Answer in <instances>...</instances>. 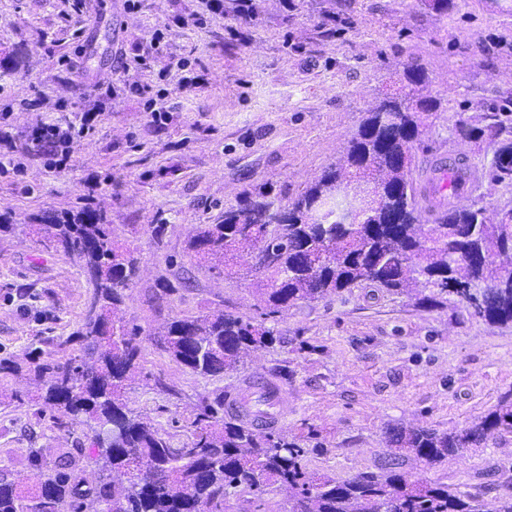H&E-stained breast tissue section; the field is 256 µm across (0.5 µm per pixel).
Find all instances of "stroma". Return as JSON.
Wrapping results in <instances>:
<instances>
[{"instance_id": "1", "label": "stroma", "mask_w": 512, "mask_h": 512, "mask_svg": "<svg viewBox=\"0 0 512 512\" xmlns=\"http://www.w3.org/2000/svg\"><path fill=\"white\" fill-rule=\"evenodd\" d=\"M458 2L444 17L426 0H262L250 25L226 8L208 11L206 0H141L135 11L124 0H86L79 27L72 0H0V108L13 113L0 160L24 164L22 178L0 172V215L27 224L88 204L138 248L140 276L125 318L141 330L142 359L127 402L171 441L190 436L203 399L232 394L251 375L275 378L288 398L280 431L303 448L309 473L346 478L393 467L475 495L486 512L512 495V433L433 467L388 445L394 429L459 428L512 393V324H488L454 301L424 308L356 288L277 315L279 343L220 380L183 368L156 338L166 320L184 314L256 315L249 256L229 261L219 277L188 254V238L262 185L290 204L336 161L367 109L397 87L402 63L422 64L428 94L448 102L415 148V167L448 147L476 163L490 155L489 144L452 129L462 114L477 120L512 110V14L496 0ZM195 13L206 25H176ZM158 28L164 54L149 68L119 69V58L148 47ZM181 57L197 83L177 72L160 77ZM111 84L166 90L165 124L152 122L143 98H106ZM87 112L94 127L67 169L19 151L38 124ZM162 220L168 231L158 247L149 227ZM166 283L172 295H162ZM86 294L69 259L41 252L28 236L1 237L0 357L21 358L43 338L69 336ZM76 445L29 405L0 406V467L22 489L36 484L30 449L52 460Z\"/></svg>"}]
</instances>
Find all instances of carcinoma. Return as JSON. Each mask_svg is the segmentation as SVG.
<instances>
[{"label":"carcinoma","instance_id":"cac0c4a2","mask_svg":"<svg viewBox=\"0 0 512 512\" xmlns=\"http://www.w3.org/2000/svg\"><path fill=\"white\" fill-rule=\"evenodd\" d=\"M424 67L403 64L400 86L365 112L342 157L286 206L288 222L272 230L258 219L282 204L271 191L246 193L218 224H201L186 250L216 275L231 257L253 250L266 266L255 269L261 318L222 310L167 322L160 347L204 378L239 370L249 352L278 341L270 318L299 302H315L354 288L402 295L420 307L452 299L491 325L512 324V208L490 218L486 208L450 200L433 213L418 199L411 178L412 151L427 128L447 111L424 93ZM485 123L459 113L456 132L490 142L492 155L476 168L478 182L512 185V111L489 112ZM370 182L375 196L350 223L338 221L341 183ZM36 238L42 251L62 254L81 269L88 292L78 329L50 341L52 351L23 359L0 358V380L24 377L39 388L24 400L34 414L69 432L85 427L98 470L90 484L69 452L48 463L29 450L39 474L33 493L19 490L0 469V512H226L231 495L260 498L288 490L289 512H484L478 499L438 482L410 480L389 470L347 478L308 475L303 448L273 428L224 414V394L204 402L186 440L174 444L151 421L128 407L125 390L142 353L139 331L123 309L139 277L137 249L116 239L105 213L91 207L43 213L32 224H0V235ZM512 432V396L461 428L397 430L391 443L434 466L462 455L489 434ZM143 463L148 475L132 469Z\"/></svg>","mask_w":512,"mask_h":512}]
</instances>
